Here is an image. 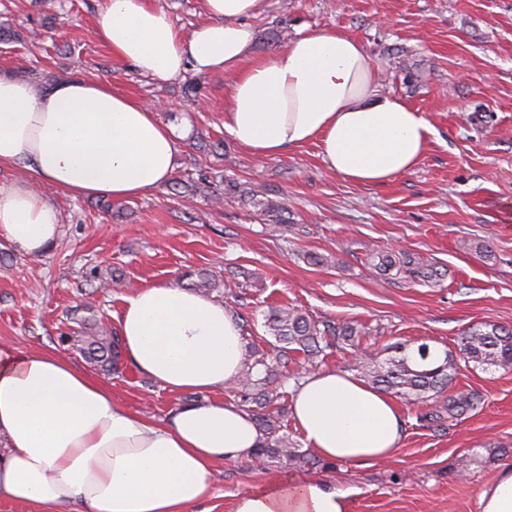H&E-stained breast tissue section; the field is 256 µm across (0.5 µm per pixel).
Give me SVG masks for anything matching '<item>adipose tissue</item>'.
Segmentation results:
<instances>
[{
  "mask_svg": "<svg viewBox=\"0 0 512 512\" xmlns=\"http://www.w3.org/2000/svg\"><path fill=\"white\" fill-rule=\"evenodd\" d=\"M262 0H203L207 20L183 38L152 0H106L95 32L114 58L170 80L186 68L234 79L224 128L258 157L316 142L328 169L380 185L412 170L431 127L406 101L379 94L359 42L333 29L300 34L276 55L248 62L247 23ZM173 130L108 80L74 77L36 92L0 76V167L24 164L71 196L135 198L179 166ZM56 208L19 183L0 189V238L34 256L56 241ZM122 353L175 393L223 389L243 369L239 320L206 296L150 283L116 318ZM291 416L307 447L329 461H385L398 451L394 400L353 374L319 370L295 390ZM0 496L55 512H190L212 494L218 463L252 459L261 435L249 413L214 399L174 409L160 423L113 400L109 388L53 352L0 349ZM478 512H512V468L477 492ZM349 492L319 479H273L237 496L232 512H351Z\"/></svg>",
  "mask_w": 512,
  "mask_h": 512,
  "instance_id": "obj_1",
  "label": "adipose tissue"
}]
</instances>
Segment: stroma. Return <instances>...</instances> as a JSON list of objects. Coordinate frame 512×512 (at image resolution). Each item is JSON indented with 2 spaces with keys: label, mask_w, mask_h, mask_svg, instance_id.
<instances>
[{
  "label": "stroma",
  "mask_w": 512,
  "mask_h": 512,
  "mask_svg": "<svg viewBox=\"0 0 512 512\" xmlns=\"http://www.w3.org/2000/svg\"><path fill=\"white\" fill-rule=\"evenodd\" d=\"M105 0H0V73L44 90L79 75L107 79L143 104L181 145L164 186L124 200L70 198L37 190L59 212L57 241L32 259L0 245V347L50 350L106 384L131 411L160 422L174 395L130 366L107 375L62 344L78 320L113 322L124 297L146 283L186 286L198 271L224 289L225 310L242 327L243 348L269 353V307L293 306L317 320L349 323L380 358L389 346L426 344L458 352L477 323L512 328V0H263L248 20L251 57H270L298 34L333 29L364 48L384 95L423 112L433 133L419 164L383 185H357L327 170L316 144L258 157L224 129L230 76L185 70L160 81L115 59L95 35ZM248 195L230 193L232 185ZM223 195L222 205L211 203ZM284 209L285 223L262 209ZM411 265L382 272L383 256ZM246 273L242 291L225 288ZM122 288L94 293L95 279ZM350 348L307 364L293 354L275 370L279 406L289 410L298 377L349 371ZM473 404L449 410V399ZM402 441L389 460L279 468L249 460L219 466L212 496L193 512H232L236 496L273 478H318L349 491L352 512H477V491L512 466V366L460 363L445 394L423 404L399 400Z\"/></svg>",
  "instance_id": "35a3bbf8"
}]
</instances>
